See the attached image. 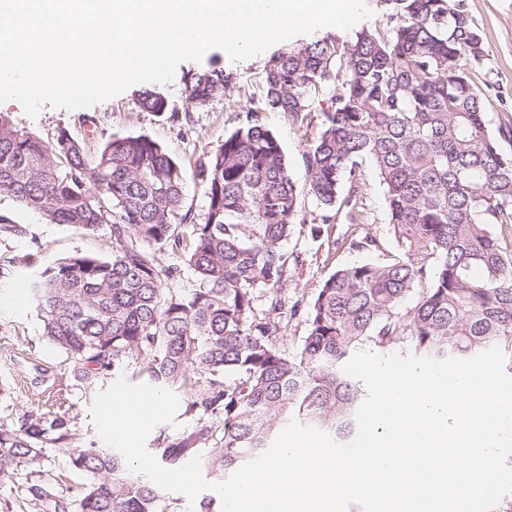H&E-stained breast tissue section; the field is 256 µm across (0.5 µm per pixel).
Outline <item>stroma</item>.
<instances>
[{"instance_id":"stroma-1","label":"stroma","mask_w":512,"mask_h":512,"mask_svg":"<svg viewBox=\"0 0 512 512\" xmlns=\"http://www.w3.org/2000/svg\"><path fill=\"white\" fill-rule=\"evenodd\" d=\"M469 13L483 33L489 49L473 81L484 92V106L491 127L512 123V0H468ZM267 54L233 61L220 49L208 50L202 66H216L233 72L237 87L231 94H217L200 111L184 113L185 94L180 78L157 84L170 105L164 113L142 111L137 97L144 84L131 85L122 93L86 108L69 110L43 106L37 117H29L16 101L0 103V113H8L14 124L30 129L45 142H52L58 130H67L95 152L99 143L113 136L145 135L158 142L180 165L184 176V209L202 219L207 201L196 178L224 138L245 117L252 99L260 97ZM330 93L315 103L309 126H293L282 113L266 112L263 123L279 137L288 157L289 170L300 191L307 223L294 225L284 244L289 257V278L284 294L290 299H310L319 285L338 268L379 259L382 252L394 251L395 243L386 222L383 189L371 164L359 169V191L364 211L350 220L339 211L329 223H322L316 200L305 189L308 173L303 155L317 140L322 110L330 108ZM0 219L20 226V233L0 231V387L9 388L0 398V423L19 424L23 416L54 408L58 390H65L66 407L84 443H99L100 437L90 415L96 395L118 378L132 379L139 364L114 369L98 378L76 379L65 354L43 334L33 303L17 304L13 294L26 287L45 269L74 255L104 257L111 252L106 230L91 233L67 224H54L41 213L8 198H0ZM372 236L376 250L356 248V240ZM41 478L49 484L55 500L75 503L83 491L86 476L72 469L66 458L47 450L41 464Z\"/></svg>"}]
</instances>
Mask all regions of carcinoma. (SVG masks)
Listing matches in <instances>:
<instances>
[{
    "instance_id": "carcinoma-1",
    "label": "carcinoma",
    "mask_w": 512,
    "mask_h": 512,
    "mask_svg": "<svg viewBox=\"0 0 512 512\" xmlns=\"http://www.w3.org/2000/svg\"><path fill=\"white\" fill-rule=\"evenodd\" d=\"M389 24L279 49L245 121L197 170L207 198L200 223L182 211L183 175L145 135L113 136L94 154L61 130L50 145L0 114V197L55 224L107 227L111 253L75 255L43 271L30 294L43 334L88 379L140 360L147 383L189 393V433L155 438L168 467L199 455L229 478L295 420L346 444L366 398L342 367L356 346L408 342L418 357L468 358L512 349V125L490 127L471 70L489 55L466 0H387ZM184 111L235 88L222 68L183 72ZM334 87L317 141L304 154L308 193L326 223L361 211L357 168L373 165L397 253L341 267L310 300L288 304L283 243L306 223L279 137L260 113L294 125ZM139 107L170 112L143 91ZM105 185L96 196L97 183ZM182 251L193 288L156 253ZM258 288L267 290L259 313ZM304 322L294 354L277 347ZM68 458L89 482L79 512H166L159 488L113 448L78 442L68 411L0 424V476L40 472L45 451Z\"/></svg>"
}]
</instances>
